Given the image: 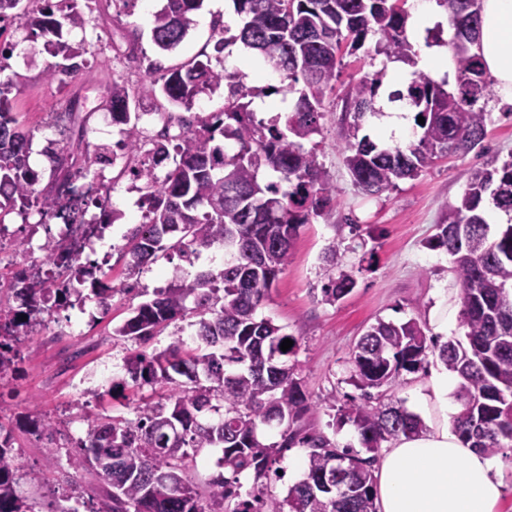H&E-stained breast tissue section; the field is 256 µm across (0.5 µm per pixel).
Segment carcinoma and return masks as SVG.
<instances>
[{"mask_svg":"<svg viewBox=\"0 0 512 512\" xmlns=\"http://www.w3.org/2000/svg\"><path fill=\"white\" fill-rule=\"evenodd\" d=\"M22 0H0V22L19 20L32 34L51 35V55L44 76L55 80L75 74L94 55L85 42L63 39L64 26L84 28L79 0H68L60 15L52 8L16 12ZM241 18L239 33L218 45L239 41L263 57L288 83L270 86L272 94L296 95L284 121L256 119L255 92L240 77L202 61L164 70L149 68L135 91L112 82L106 103L121 114L123 129L115 146L133 160L141 149V130L131 114V101L162 95L174 107L190 110L197 96L226 86L224 110L177 120L182 132L159 134V160L140 168L150 205L146 223L134 228L125 246L128 278L158 254L175 249L187 265L170 270V282L139 304L112 334L140 348L124 359L134 387H159L157 401L141 399L136 418L84 414L87 440L69 456L74 473L97 478L89 512H376L373 466L383 444L417 434L421 418L402 402L383 403L382 388L404 372L419 371L437 355L458 379L461 404L454 432L465 443L489 455L512 446V159L492 161L470 170L460 200L448 206L439 232L427 246L451 258L460 284L458 299L464 340L442 344L427 336L410 318L395 323L377 320L356 344L350 358V380L360 391L337 407L357 431L361 450L339 448L336 441L307 422L312 410L302 382L288 366L292 350L284 327L260 317L257 310L278 275L288 266L293 240L312 217L331 216L336 188L303 141L319 132L324 99L336 91L340 54L360 50L370 36L375 52L395 62L417 64L419 52L407 34L408 13L399 0H232ZM203 0H166L153 16L152 39L162 52L175 50L186 38L192 15ZM453 29L451 73L454 81L435 80L416 69L401 88L380 93L384 72L353 79L343 86L339 139L353 184L367 195H381L402 179L413 178L448 153L483 149L490 113L479 102L493 96L492 81L476 51L481 30V0H436ZM16 83L0 81V218L28 215L48 224L69 206L77 211L104 207L79 191L76 181L96 174L109 159L108 148L90 141L79 119L80 100H69L56 123L77 126L75 138L46 148L52 166L47 188L35 189L39 175L28 165L34 137L13 115L9 94ZM390 105L413 113L421 130L408 144L358 136L370 118L384 116ZM425 123H418V117ZM233 137L237 150L227 153L219 138ZM173 168L164 178L155 169L165 161ZM278 173V181L262 183V169ZM221 248L224 264L217 271H191L200 249ZM50 278L65 284L55 291L13 289L20 305L0 299V312L19 326L31 325L51 305L66 307L71 298L93 299L108 306L117 289L94 280L89 293L81 285L89 267L66 255L64 241L52 238L42 247ZM356 282L343 271L327 276L323 297L335 302ZM193 306H188V300ZM27 320H21V316ZM195 317L188 346L182 336L163 350L143 345L171 324ZM18 336L0 334V379L14 371ZM283 427L281 441L265 444L261 429ZM308 449L307 471L282 498L267 492L263 478L283 450ZM220 448L217 466L205 492L194 486L186 470L190 452ZM253 473V484L241 493L240 476ZM38 476L24 472L10 439L0 437V512H34L20 496V481Z\"/></svg>","mask_w":512,"mask_h":512,"instance_id":"carcinoma-1","label":"carcinoma"}]
</instances>
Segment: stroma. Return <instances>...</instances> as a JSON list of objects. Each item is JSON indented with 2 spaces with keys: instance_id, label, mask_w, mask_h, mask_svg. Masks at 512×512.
I'll list each match as a JSON object with an SVG mask.
<instances>
[{
  "instance_id": "stroma-1",
  "label": "stroma",
  "mask_w": 512,
  "mask_h": 512,
  "mask_svg": "<svg viewBox=\"0 0 512 512\" xmlns=\"http://www.w3.org/2000/svg\"><path fill=\"white\" fill-rule=\"evenodd\" d=\"M164 3L128 0L118 9L113 0H93L92 23L83 29H65L64 35L73 43L92 44L96 58L76 78L54 82L46 81L43 75L52 59L47 38L30 36L15 21L0 24V43L12 48L5 73L20 88L14 101L19 120L34 132L28 162L38 172L40 185H47L52 166L44 149L49 141L63 137L53 114L72 96L81 99L90 141L115 142L119 135L116 129L106 127L101 106L112 82L136 88L149 64L171 68L200 53H213L215 24H237L232 0H204L193 15L185 41L175 51L164 53L151 37L152 16ZM374 45V40H367L362 49L343 56L337 85L379 70L384 71L386 82L397 81L398 64L387 63L385 56L375 54ZM338 101L335 95L326 98L320 131L307 142L336 188V209L330 218H314L300 227L290 262L258 314L283 326L296 340L288 362L314 406L310 423L334 435L339 446L355 447L359 444L355 428L334 425L329 405L357 393L349 381V356L367 327L379 319L399 323L415 317L432 336L436 333L435 319L443 316L448 320V338L460 334L459 283L448 254L429 249L427 242L448 205L462 195L467 171L493 159L512 157V105L495 97L489 99L486 109L491 119L483 153L448 154L418 176L397 181L393 190L370 196L353 185L344 155L336 145L341 117ZM105 176L114 185L111 207L121 214L95 256L117 289L109 308L89 301L84 308L62 311L60 322L32 325L19 345L15 371L0 379V424L12 428L23 469L40 475L37 482L21 484L35 512H61L67 505L71 488L65 480L68 457L74 444L87 435L84 410L130 419L138 400L151 397L148 388L113 390V383L126 377L123 361L134 345L113 336L112 330L133 308L151 298L154 289L165 286L160 271L182 262L175 252L149 262L138 276L137 289L123 292L127 271L117 246L138 214L137 196L127 192V181L118 169H106ZM332 244L341 255L342 270L357 282L349 295L335 303L326 302L322 294L327 281L323 256ZM70 317L79 322L73 332L67 329ZM441 369L438 358L429 357L419 372L400 377L389 390V398L417 411L420 391ZM28 417L48 422V429L24 426ZM50 446L56 449L51 462L46 459ZM306 454V449L298 446L284 451L266 480L269 491L285 495L289 486L301 480Z\"/></svg>"
}]
</instances>
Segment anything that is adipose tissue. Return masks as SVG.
Segmentation results:
<instances>
[{
  "label": "adipose tissue",
  "mask_w": 512,
  "mask_h": 512,
  "mask_svg": "<svg viewBox=\"0 0 512 512\" xmlns=\"http://www.w3.org/2000/svg\"><path fill=\"white\" fill-rule=\"evenodd\" d=\"M480 53L494 90L512 102V0H482ZM422 431L385 448L375 472L378 512H498L503 483L488 455L448 424V376H435Z\"/></svg>",
  "instance_id": "obj_1"
}]
</instances>
